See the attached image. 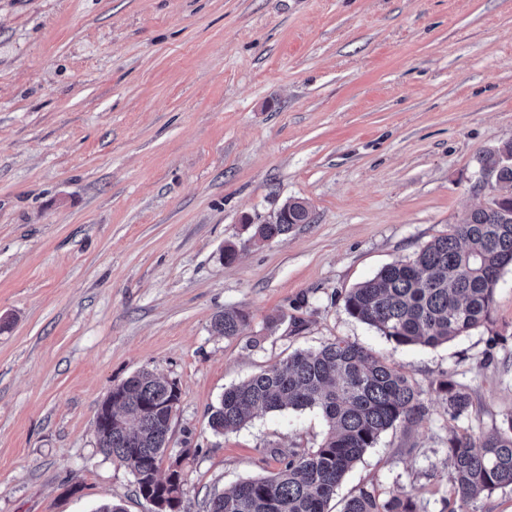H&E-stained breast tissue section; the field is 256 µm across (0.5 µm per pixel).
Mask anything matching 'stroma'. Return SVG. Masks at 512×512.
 <instances>
[{
	"instance_id": "1",
	"label": "stroma",
	"mask_w": 512,
	"mask_h": 512,
	"mask_svg": "<svg viewBox=\"0 0 512 512\" xmlns=\"http://www.w3.org/2000/svg\"><path fill=\"white\" fill-rule=\"evenodd\" d=\"M510 138L512 0H0V512H150L94 436L142 369L180 389L169 448L183 512H205L327 432L289 408L213 433L225 388L335 339L406 372L427 413L331 512L365 484L446 512L449 428L512 416V267L490 321L434 348L343 297L486 205L478 160ZM295 199L312 223L252 239ZM227 307L250 314L234 338ZM447 376L473 402L454 422ZM249 314L242 308L229 307L215 315L213 327L224 337L233 338L248 323Z\"/></svg>"
}]
</instances>
